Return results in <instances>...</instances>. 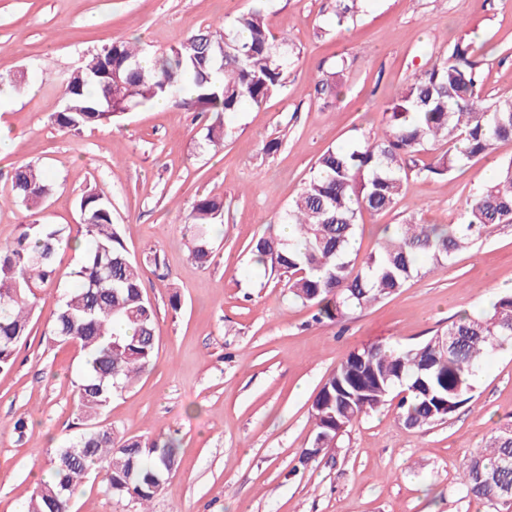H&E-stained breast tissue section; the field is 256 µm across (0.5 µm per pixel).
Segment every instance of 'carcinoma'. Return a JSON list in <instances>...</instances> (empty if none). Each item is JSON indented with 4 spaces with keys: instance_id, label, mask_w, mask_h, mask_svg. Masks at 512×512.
Masks as SVG:
<instances>
[{
    "instance_id": "1",
    "label": "carcinoma",
    "mask_w": 512,
    "mask_h": 512,
    "mask_svg": "<svg viewBox=\"0 0 512 512\" xmlns=\"http://www.w3.org/2000/svg\"><path fill=\"white\" fill-rule=\"evenodd\" d=\"M364 0H335L336 18L352 19ZM297 47L274 36L263 7L226 24L208 25L165 53L146 57L131 41H114L90 56L67 77L63 104L54 117L62 130L117 124L127 109L158 99L211 114L206 141L218 146L228 131L224 116L268 99L282 86ZM112 57L120 84L112 92V111H101L102 61ZM194 88L190 99L184 86ZM483 75L471 59L470 45L459 41L451 56L415 75L383 105L381 134L347 149L328 148L317 158L301 192L279 212L291 236H261L252 241L255 264L288 276V291L317 308V319H338L405 288L424 270L444 266L454 254L495 224H512V159L471 202L461 224H396L380 248L355 265L353 242L359 216L391 211L408 179L406 160L431 142L448 150L419 169L446 177L496 150L512 138V98L484 99ZM14 202L37 210L52 191L49 173L22 164L11 177ZM77 229L32 222L0 245V372L10 370L19 345L29 335L38 292L54 281L55 256L71 243H85L69 289L53 314L50 334L60 344H75L85 355L77 384L81 431L54 449L51 479L40 483L23 512H70L71 499L88 477L104 474L103 492L127 496L146 508L179 466L174 441L117 438L97 419L115 395L131 388L153 367L156 309L144 294L140 268L129 257L112 202L90 190L80 199ZM224 203L202 196L185 225L192 259L203 264L211 254L212 227ZM512 341V293L500 295L477 315L461 314L444 331L407 348L372 345L348 354L329 376L312 404L314 437L302 462L335 448L354 422L404 393L399 418L410 428L443 423L473 398L478 366L503 343ZM461 491L489 505L512 504V436L473 455L464 465Z\"/></svg>"
}]
</instances>
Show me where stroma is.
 I'll return each instance as SVG.
<instances>
[{"label": "stroma", "mask_w": 512, "mask_h": 512, "mask_svg": "<svg viewBox=\"0 0 512 512\" xmlns=\"http://www.w3.org/2000/svg\"><path fill=\"white\" fill-rule=\"evenodd\" d=\"M253 0H0V75L18 80L0 99V126L14 148L0 158V244L28 221L10 203L11 173L31 163L54 190L37 219L76 225L89 188L112 201L132 259L156 256L143 289L157 311L153 369L114 396L100 425L117 436L175 438L181 465L153 498L151 512H491L465 497L459 470L495 437L512 431V351L484 360L472 401L448 421L406 427L394 404L362 417L337 447L302 461L314 436L313 401L348 353L373 344L409 346L447 328L457 315L487 308L512 290V224L491 228L443 267L400 293L345 317L315 322L286 280L251 260L249 244L280 235L287 207L329 147L374 136L382 106L454 44H472L483 95L512 96V0H365L337 25L334 0H267L266 22L300 51L286 83L261 106L227 116L222 148L206 147L207 116L188 106L133 109L118 126L79 132L53 121L60 89L84 55L114 41L149 52L181 43L198 27L232 20ZM348 60L335 75L336 58ZM276 151L265 152L268 142ZM447 149L437 143L408 162L395 208L363 215L354 249L377 250L388 224L461 223L469 201L512 159V141L453 180L419 170ZM224 201L206 264L183 234L194 202ZM80 253L56 259L11 371L0 373V512H21L36 476L49 473L54 448L78 433L77 346L55 342L49 323L71 288ZM178 307H171V295ZM26 418L16 433L17 418ZM89 480L72 512H139Z\"/></svg>", "instance_id": "1"}]
</instances>
